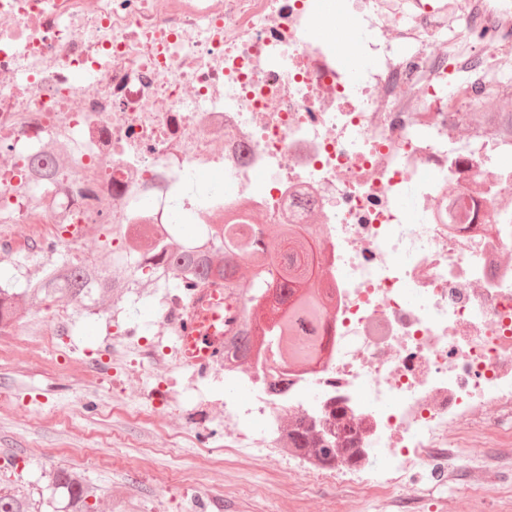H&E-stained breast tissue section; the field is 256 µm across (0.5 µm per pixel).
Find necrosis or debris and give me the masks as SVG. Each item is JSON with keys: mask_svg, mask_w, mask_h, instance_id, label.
Returning a JSON list of instances; mask_svg holds the SVG:
<instances>
[{"mask_svg": "<svg viewBox=\"0 0 512 512\" xmlns=\"http://www.w3.org/2000/svg\"><path fill=\"white\" fill-rule=\"evenodd\" d=\"M353 16L368 63L313 37ZM512 62V0H464L456 27L446 0H0V265L27 258L39 275L54 255L91 264L87 230L112 219L146 249L170 237L175 216L224 226L243 210L263 224L314 225L331 297L326 346L309 368L272 350L243 361L190 365L178 330L183 302L160 300L158 335L104 337L91 378L121 370V340L140 369L166 370L133 419L179 406L195 390L240 381L247 402H224V432L194 427L173 446L225 463L282 450L292 421L326 428L334 464L299 459L308 479L360 499L394 498L430 468L448 488L461 454L490 487L481 454L495 439L512 460V134L475 122L476 96L497 99L479 75ZM87 146L60 178L53 203H13L11 162L51 165L43 146ZM224 188L187 191L200 175ZM413 195L412 210L399 200ZM286 382L273 392V379ZM252 419L256 432L239 422ZM356 455L344 453L345 445Z\"/></svg>", "mask_w": 512, "mask_h": 512, "instance_id": "1", "label": "necrosis or debris"}]
</instances>
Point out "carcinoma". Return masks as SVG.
<instances>
[{
  "instance_id": "carcinoma-1",
  "label": "carcinoma",
  "mask_w": 512,
  "mask_h": 512,
  "mask_svg": "<svg viewBox=\"0 0 512 512\" xmlns=\"http://www.w3.org/2000/svg\"><path fill=\"white\" fill-rule=\"evenodd\" d=\"M56 172L48 171L44 178L24 175L15 191L18 199L25 202L36 200L50 189L48 180ZM125 233V225L117 220L100 225L97 242L101 251L113 258V270L101 279L100 287H92L96 271L81 267H67L54 272L49 278L25 276L23 288L17 289L10 280H0V329L12 319L19 304H34L54 298L75 304L80 310L92 313L89 305H99L104 296L121 288L129 275L140 280L147 297L160 295L166 298L191 299L197 289L204 288L219 279L224 281V292L240 295L234 278L232 264L240 253L238 244L231 238L212 231L205 249L213 258L205 266H199L193 248L189 244L170 237L161 246L167 257L157 252L140 255L126 253L114 243ZM284 238L282 249L270 250L252 244L249 257L256 269V278L246 293L248 306L242 310V328L235 333L231 348L240 359L247 358L254 348L271 347L283 362L302 365L318 361V348L297 339L296 325L299 320L318 319L327 312L324 300L318 298L311 286L317 266V256L312 242L313 231L308 227L284 223L280 225ZM291 448H307L310 454L329 461L336 456V449L319 433L297 424L287 431ZM47 494L40 506L51 512H97V504L89 501L93 492L76 474L57 469L49 474ZM38 506V507H40ZM28 499L0 491V512H40Z\"/></svg>"
}]
</instances>
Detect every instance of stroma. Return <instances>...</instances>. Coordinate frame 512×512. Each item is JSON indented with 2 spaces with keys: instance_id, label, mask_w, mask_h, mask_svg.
<instances>
[{
  "instance_id": "1",
  "label": "stroma",
  "mask_w": 512,
  "mask_h": 512,
  "mask_svg": "<svg viewBox=\"0 0 512 512\" xmlns=\"http://www.w3.org/2000/svg\"><path fill=\"white\" fill-rule=\"evenodd\" d=\"M66 335L74 351L59 361L41 344L55 323L43 308L22 313L18 326L0 330V489L38 499L46 478L63 466L91 485L104 512H198L205 491L224 494L226 512H396L391 501L356 500L335 490L312 489L304 500L289 495L288 466L259 451L235 465L211 466L190 448L162 450L164 437L180 431L179 411L163 408L132 420L124 409L138 404L147 375L134 370L118 380H93L87 364L105 333L146 331L150 303L131 305L122 318H86L68 309ZM423 512H512L491 494L457 489L435 493Z\"/></svg>"
}]
</instances>
